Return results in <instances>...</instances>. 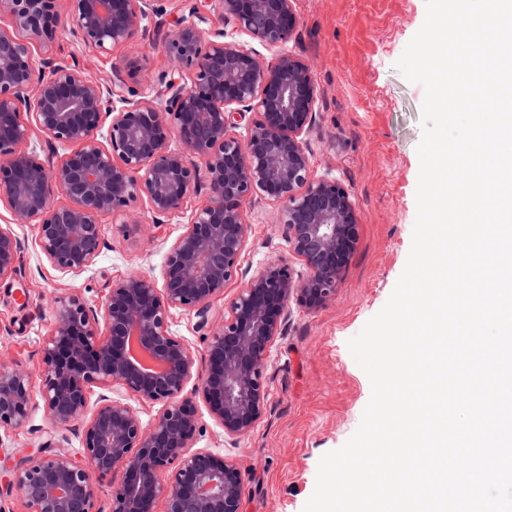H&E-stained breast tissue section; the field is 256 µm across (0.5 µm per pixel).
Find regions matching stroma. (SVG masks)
I'll return each mask as SVG.
<instances>
[{
	"mask_svg": "<svg viewBox=\"0 0 512 512\" xmlns=\"http://www.w3.org/2000/svg\"><path fill=\"white\" fill-rule=\"evenodd\" d=\"M295 12L296 31L284 50L314 63L318 101L307 137L313 169L349 191L359 224L336 296L314 310L291 304L288 322L270 348L266 408L253 430L235 441L210 416L201 418L194 446L238 465L244 512H302L315 489L320 458L359 426L371 383L347 342L389 299L407 262L417 214L424 88L408 81L396 63L424 23L426 0H295ZM49 54L78 62L85 78L103 83L122 51L93 52L65 30ZM276 212L264 199L247 205L241 270L212 301L213 314H222L228 299L272 258L287 259L296 277H306ZM187 222V214L171 216L145 240L102 216L106 248L86 270L63 274L42 254L33 225L15 222L0 205V225H10L22 244L19 271L0 281V355L38 368L53 298L76 290L97 307L106 281L133 274L161 280L165 255ZM32 403L25 426L0 431V460L14 465L45 446L80 454V428L54 425L41 398Z\"/></svg>",
	"mask_w": 512,
	"mask_h": 512,
	"instance_id": "35a3bbf8",
	"label": "stroma"
}]
</instances>
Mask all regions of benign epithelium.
I'll return each mask as SVG.
<instances>
[{
	"label": "benign epithelium",
	"mask_w": 512,
	"mask_h": 512,
	"mask_svg": "<svg viewBox=\"0 0 512 512\" xmlns=\"http://www.w3.org/2000/svg\"><path fill=\"white\" fill-rule=\"evenodd\" d=\"M154 0H0V204L35 227L40 249L63 274L93 264L104 245L100 217L153 224L191 211L166 253L163 284L132 275L105 284L100 308L77 291L54 299V323L39 368L40 396L55 424L81 422L82 454H37L13 484L23 512H98L97 478H110L109 512H243L234 461L193 449L199 404L239 439L261 419L268 355L291 302L317 309L336 295L357 240L348 190L314 173L305 147L318 100L312 66L281 54L269 61L225 30L200 24L217 15L276 49L296 26L295 0H192L170 23L171 66L142 65L141 34L161 9ZM86 48L122 46L110 85L87 80L77 62L36 60L55 42L62 18ZM254 114L243 135L245 113ZM67 148L48 162L20 148L33 131ZM205 201L191 207V199ZM62 195L66 202H55ZM277 206L290 251L308 274L282 258L265 263L228 302L221 320L210 303L240 270L255 199ZM21 244L0 226V280L17 271ZM194 314L206 342L204 365L170 334L174 311ZM31 372L0 358V429L27 424ZM117 396L91 400L93 388ZM159 406L150 423L142 406Z\"/></svg>",
	"instance_id": "1"
}]
</instances>
